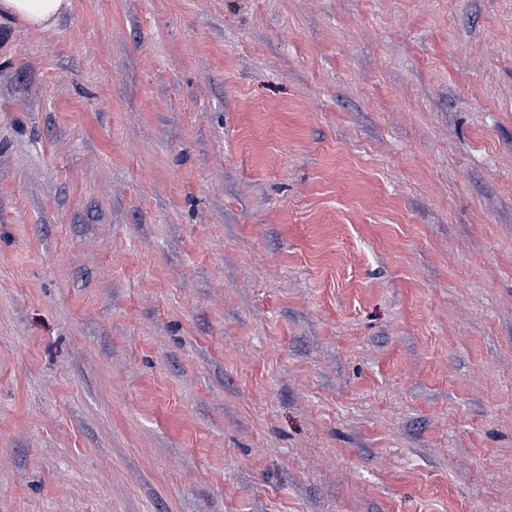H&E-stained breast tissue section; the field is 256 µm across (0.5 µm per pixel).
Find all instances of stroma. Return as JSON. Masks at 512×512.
<instances>
[{
  "label": "stroma",
  "mask_w": 512,
  "mask_h": 512,
  "mask_svg": "<svg viewBox=\"0 0 512 512\" xmlns=\"http://www.w3.org/2000/svg\"><path fill=\"white\" fill-rule=\"evenodd\" d=\"M0 512H512V0L1 20Z\"/></svg>",
  "instance_id": "obj_1"
}]
</instances>
